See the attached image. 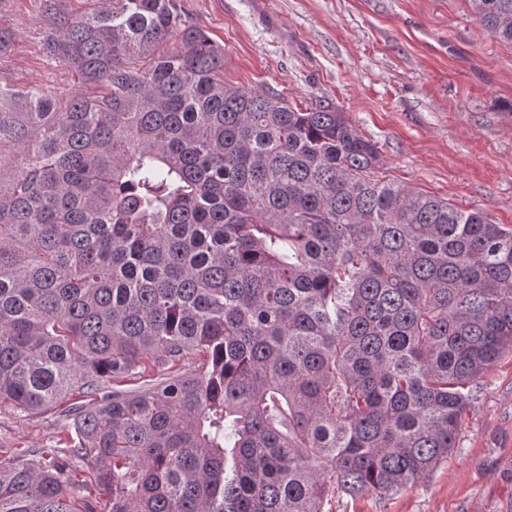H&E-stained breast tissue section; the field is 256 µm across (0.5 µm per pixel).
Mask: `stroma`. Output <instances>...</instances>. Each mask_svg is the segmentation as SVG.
Wrapping results in <instances>:
<instances>
[{
    "mask_svg": "<svg viewBox=\"0 0 512 512\" xmlns=\"http://www.w3.org/2000/svg\"><path fill=\"white\" fill-rule=\"evenodd\" d=\"M224 49V83L304 108L332 102L379 148L378 178L512 225V46L468 0H180ZM0 85H82L46 55L44 0H0ZM58 410L0 408V463L55 446ZM324 512H512V355L482 378L456 445L428 477L385 495L329 496Z\"/></svg>",
    "mask_w": 512,
    "mask_h": 512,
    "instance_id": "35a3bbf8",
    "label": "stroma"
}]
</instances>
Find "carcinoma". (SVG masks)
I'll list each match as a JSON object with an SVG mask.
<instances>
[{"mask_svg": "<svg viewBox=\"0 0 512 512\" xmlns=\"http://www.w3.org/2000/svg\"><path fill=\"white\" fill-rule=\"evenodd\" d=\"M469 4L512 46V0ZM45 11L85 91L0 86V404L82 401L0 512H324L448 458L512 353V225L375 177L326 100L225 85L179 0Z\"/></svg>", "mask_w": 512, "mask_h": 512, "instance_id": "obj_1", "label": "carcinoma"}]
</instances>
